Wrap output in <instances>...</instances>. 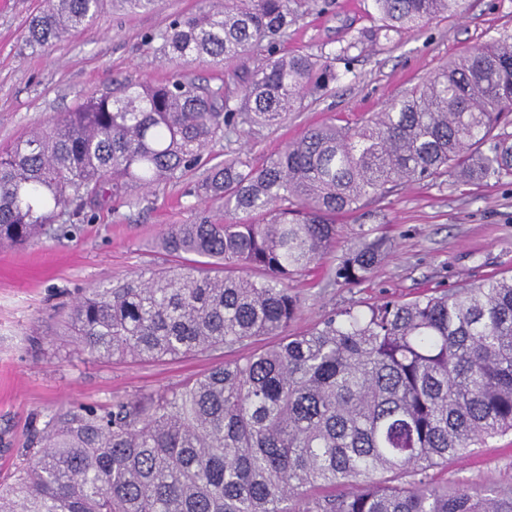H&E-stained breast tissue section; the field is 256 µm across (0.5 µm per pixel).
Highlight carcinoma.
Here are the masks:
<instances>
[{"label": "carcinoma", "mask_w": 512, "mask_h": 512, "mask_svg": "<svg viewBox=\"0 0 512 512\" xmlns=\"http://www.w3.org/2000/svg\"><path fill=\"white\" fill-rule=\"evenodd\" d=\"M295 0H223L159 33L173 58L215 64L269 47ZM105 0H43L27 43L49 49L92 25ZM463 0H373L384 36L456 15ZM328 66L269 55L237 96L176 73L125 82L0 151V246L61 237L62 209L93 212L207 167L195 224L159 248L178 264L102 283L65 324L90 355L143 361L279 342L171 391L79 405L44 421L0 483V512H512V496L448 492L428 470L512 431V277L348 309L288 336L301 308L285 283L336 248V218L425 178L512 175V34L474 47L355 127L307 130L255 164L211 163L244 123L273 126L322 90ZM375 230L329 274L364 282ZM344 492L313 502L307 487Z\"/></svg>", "instance_id": "obj_1"}]
</instances>
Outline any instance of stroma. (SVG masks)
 Wrapping results in <instances>:
<instances>
[{
	"label": "stroma",
	"mask_w": 512,
	"mask_h": 512,
	"mask_svg": "<svg viewBox=\"0 0 512 512\" xmlns=\"http://www.w3.org/2000/svg\"><path fill=\"white\" fill-rule=\"evenodd\" d=\"M212 2L156 0L150 11L137 13L108 9L93 26L40 51L26 41L40 0H0V146L32 127L51 125L80 101L127 79L159 83L177 72L236 92L266 58V46L216 65L165 58L156 38L175 16ZM295 7L298 20L279 41L278 53L315 55L327 61L335 81L279 125L245 124L210 145L216 160L242 155L257 162L310 128L355 125L470 48L512 33V0H466L462 14L431 21L420 32L361 43L358 33L379 24L372 0H297ZM194 182L190 175L141 192L130 204L108 202L91 220L66 206L62 220L71 226L68 236L45 237L23 249L0 247L1 471L13 468L47 415L74 404L108 405L118 397L161 393L225 357L219 349L172 361H105L82 352L64 330L67 313L85 289L167 266L158 237L169 225L193 223L205 208L191 191ZM376 226L392 248L364 283L330 280L321 268L289 281L302 300L290 335L382 299L411 300L492 274L512 275L511 177L405 184L370 204L368 213L338 219L328 264H336L362 228ZM429 475L451 490L512 493V434L488 439L466 460Z\"/></svg>",
	"instance_id": "obj_1"
}]
</instances>
